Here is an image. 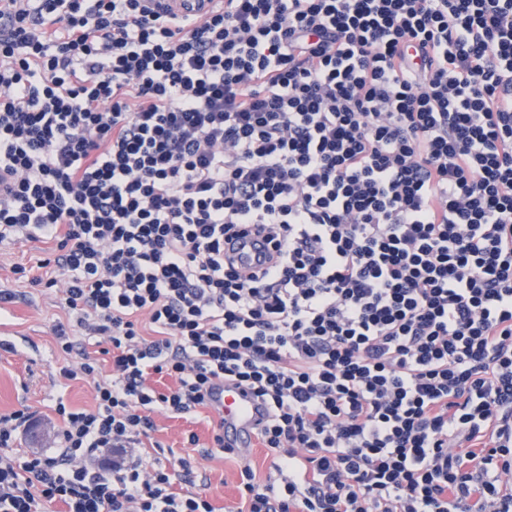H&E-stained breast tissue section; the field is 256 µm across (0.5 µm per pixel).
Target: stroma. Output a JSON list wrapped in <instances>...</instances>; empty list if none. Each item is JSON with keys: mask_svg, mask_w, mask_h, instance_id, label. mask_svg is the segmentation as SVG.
<instances>
[{"mask_svg": "<svg viewBox=\"0 0 512 512\" xmlns=\"http://www.w3.org/2000/svg\"><path fill=\"white\" fill-rule=\"evenodd\" d=\"M49 244L41 241H21L0 245V291H9L12 298L0 306V317L10 326V340L15 352L0 350V414L31 406L40 433L38 444L28 438L18 439L13 452L22 456L34 451H56L58 423L53 406L59 391L53 374L64 360L53 339V329L65 321L59 289L44 292L16 281L14 265H22L32 275H40V259L46 257ZM65 393L72 407L89 408L94 404V391L89 382H71ZM152 441L173 449L176 456L188 460L194 476L206 482V492L218 512H235L240 491V463L212 446V430L216 418L200 413L188 418H173L160 412L152 413Z\"/></svg>", "mask_w": 512, "mask_h": 512, "instance_id": "35a3bbf8", "label": "stroma"}]
</instances>
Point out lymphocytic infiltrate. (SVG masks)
Instances as JSON below:
<instances>
[{"label":"lymphocytic infiltrate","instance_id":"f902f5d3","mask_svg":"<svg viewBox=\"0 0 512 512\" xmlns=\"http://www.w3.org/2000/svg\"><path fill=\"white\" fill-rule=\"evenodd\" d=\"M142 2L0 0V243L95 401L0 415V512H215L138 450L228 381L237 512H512V0ZM147 6L161 4L168 12L183 15H198L208 10L212 5L210 0H145ZM219 409L224 415V445L240 448L246 454L253 448L261 410L248 394L228 384L220 395ZM266 453L257 443L252 450L251 459L260 475L269 470L271 459Z\"/></svg>","mask_w":512,"mask_h":512}]
</instances>
